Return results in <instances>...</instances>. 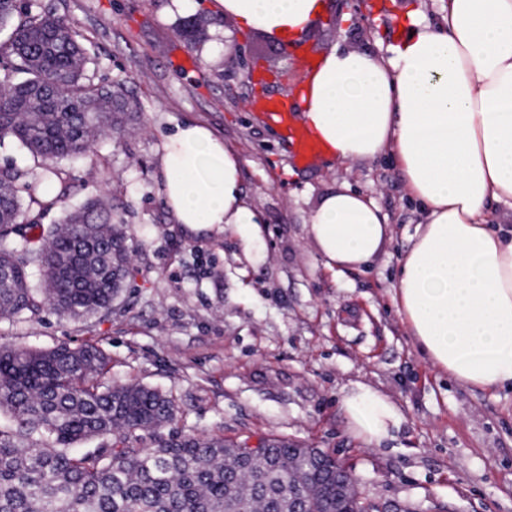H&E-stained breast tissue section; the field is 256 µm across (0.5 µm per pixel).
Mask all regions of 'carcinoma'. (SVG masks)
Returning a JSON list of instances; mask_svg holds the SVG:
<instances>
[{
	"instance_id": "obj_1",
	"label": "carcinoma",
	"mask_w": 512,
	"mask_h": 512,
	"mask_svg": "<svg viewBox=\"0 0 512 512\" xmlns=\"http://www.w3.org/2000/svg\"><path fill=\"white\" fill-rule=\"evenodd\" d=\"M0 146L10 140L39 163L32 180L0 168V319L34 318L44 305L75 322L105 316L130 276L129 249L112 224V205L85 201L44 229L25 218L20 193L45 209L69 186L59 164L89 151L93 137L117 130L129 111L119 84L96 83L78 30L49 4L22 9L0 0ZM25 243L39 263L40 287L7 244ZM109 357L98 346L62 343L49 350L0 345V512H321L336 469L323 452L265 439L248 466L240 444L222 436L167 435L172 400L156 389L108 380ZM154 446L142 448V434ZM102 438L97 448L78 445ZM351 490L332 512H383Z\"/></svg>"
}]
</instances>
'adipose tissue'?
<instances>
[{
	"label": "adipose tissue",
	"instance_id": "ef3b65f1",
	"mask_svg": "<svg viewBox=\"0 0 512 512\" xmlns=\"http://www.w3.org/2000/svg\"><path fill=\"white\" fill-rule=\"evenodd\" d=\"M238 27L303 43L324 0H215ZM443 23L406 11L385 54L331 50L306 79L302 123L329 158L391 153L424 213L400 259L392 300L420 351L457 382L512 387V237L489 222L512 208V0H446ZM165 202L190 233L256 231L241 161L206 126L185 123L164 142ZM389 227L369 197L342 187L309 216L328 267L368 265ZM341 406L353 430L381 444L400 422L379 391L354 384Z\"/></svg>",
	"mask_w": 512,
	"mask_h": 512
}]
</instances>
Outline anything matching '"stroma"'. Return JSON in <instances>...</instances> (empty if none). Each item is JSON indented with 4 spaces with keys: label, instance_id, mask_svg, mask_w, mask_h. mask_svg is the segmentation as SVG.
<instances>
[{
    "label": "stroma",
    "instance_id": "1",
    "mask_svg": "<svg viewBox=\"0 0 512 512\" xmlns=\"http://www.w3.org/2000/svg\"><path fill=\"white\" fill-rule=\"evenodd\" d=\"M80 31L95 80L124 83L133 110L111 138L64 162L69 194L42 216L58 222L85 199L112 201L132 275L112 312L85 323L52 310L0 320V343L50 349L93 343L110 358L113 383L137 382L173 401L171 434L243 442L286 438L318 448L352 470L362 491L415 512H512V390H480L450 379L420 353L392 302L394 272L422 213L409 201L394 160L298 164L283 128L252 106L240 74L224 70L222 33L234 32L241 62L283 73L264 93L288 100L301 73L278 44L200 0H51ZM303 51L384 52L399 14L419 8L439 22L443 0H326ZM199 25L190 46L179 22ZM210 128L241 158L246 204L263 223L243 231L189 235L165 203L164 140L178 125ZM348 185L374 198L390 238L369 267L326 266L308 233L311 211ZM363 383L402 416L376 447L350 426L341 399Z\"/></svg>",
    "mask_w": 512,
    "mask_h": 512
}]
</instances>
